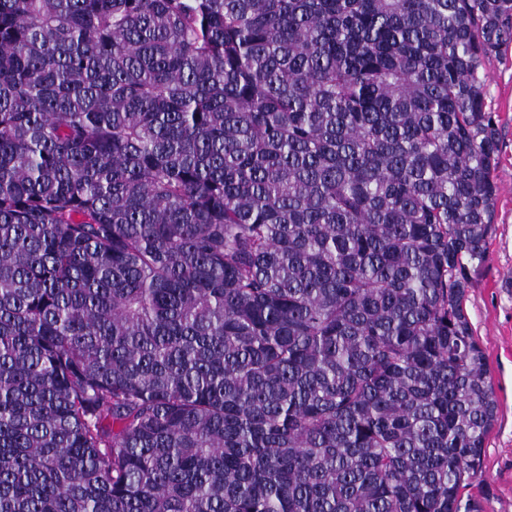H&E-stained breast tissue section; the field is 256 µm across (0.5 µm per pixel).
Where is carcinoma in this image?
Masks as SVG:
<instances>
[{
    "label": "carcinoma",
    "mask_w": 512,
    "mask_h": 512,
    "mask_svg": "<svg viewBox=\"0 0 512 512\" xmlns=\"http://www.w3.org/2000/svg\"><path fill=\"white\" fill-rule=\"evenodd\" d=\"M510 45L512 0H0V512H482Z\"/></svg>",
    "instance_id": "carcinoma-1"
}]
</instances>
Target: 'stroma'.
Wrapping results in <instances>:
<instances>
[{
	"mask_svg": "<svg viewBox=\"0 0 512 512\" xmlns=\"http://www.w3.org/2000/svg\"><path fill=\"white\" fill-rule=\"evenodd\" d=\"M487 107L501 133L495 231L472 275L465 308L485 352L498 403L472 488L484 512H512V47L487 64Z\"/></svg>",
	"mask_w": 512,
	"mask_h": 512,
	"instance_id": "1",
	"label": "stroma"
}]
</instances>
